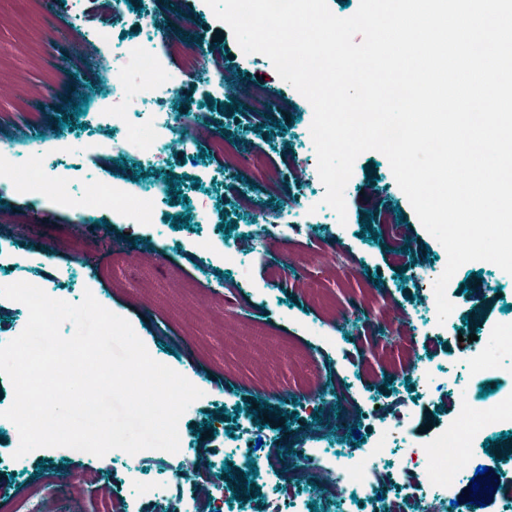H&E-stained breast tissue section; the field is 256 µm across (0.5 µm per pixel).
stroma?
I'll list each match as a JSON object with an SVG mask.
<instances>
[{"mask_svg": "<svg viewBox=\"0 0 512 512\" xmlns=\"http://www.w3.org/2000/svg\"><path fill=\"white\" fill-rule=\"evenodd\" d=\"M145 16L161 27L154 50L169 71L178 69L169 46L193 43L217 53L232 85L183 77L169 97L147 100L136 94L139 75L127 63L124 111L135 120L164 112L169 120L149 160L124 142L103 155L95 145L112 136L109 61L90 47L86 33L111 24L116 51H126L142 41ZM83 94L86 111L73 114L69 102ZM200 110L207 111L208 125L196 139L182 140L180 115ZM65 116L70 124L59 125ZM312 119L308 100L265 55L242 53L206 0H143L141 9L126 5L116 16L93 0H0V224L24 228L0 242V285L39 282L74 304L92 293L129 321L155 360L203 392L179 421L175 455L116 449L97 457L52 447L18 459V430L0 416V503L43 486L55 512H100L113 496L126 499L127 512H147L159 493L183 512H263L285 482L291 496L283 512H386L390 490L380 501L323 496V485L342 478L354 444L350 428L369 447L388 437L381 465H399L406 443L429 441L481 388L499 382L494 372L471 379L469 351L512 367V355L496 339L500 324L512 319V275L488 261L463 264L447 286L454 310L439 322L429 290L446 266L444 247L375 150L356 159L344 193L347 220L339 222L321 203L325 188L308 139ZM213 134L239 140L243 154L264 156L269 176L226 173L217 156L199 151ZM30 157L42 158L52 176L77 193L90 179L121 184L129 201L154 202L152 215L139 224L125 208L74 209L55 196H36L10 172ZM298 169L304 180L295 178ZM169 175L178 177L179 195L170 193ZM399 210L411 244L403 256L390 250L384 233L360 234L369 213ZM176 216L181 224H173ZM270 224L280 227L271 241L264 235ZM244 240L253 248L242 260ZM133 252L141 253L140 263L130 261ZM322 252L330 263H295L301 254ZM393 309L403 315L390 325L393 334L415 343L433 370L428 385L406 384L404 374L389 371L398 350L385 345L379 328ZM295 349L314 362L319 392L304 387L290 356ZM259 401L273 409L262 425L252 412ZM400 410L412 412L411 422L386 434V417ZM501 432L491 426L471 440L455 499H469L471 480L490 451L512 448V437L501 439ZM226 448L257 449L267 462L258 494L235 498L236 483L225 473L241 464L224 458ZM296 448L317 449L315 463L293 456ZM200 458L222 482L212 507L180 470Z\"/></svg>", "mask_w": 512, "mask_h": 512, "instance_id": "obj_1", "label": "stroma"}]
</instances>
